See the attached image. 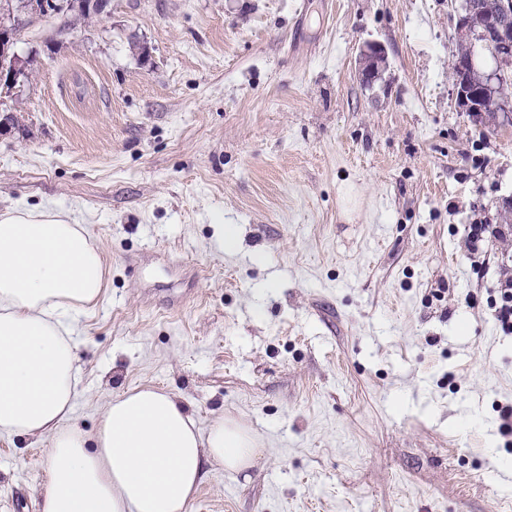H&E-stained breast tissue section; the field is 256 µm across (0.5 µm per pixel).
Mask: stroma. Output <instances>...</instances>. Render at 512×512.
<instances>
[{
	"instance_id": "stroma-1",
	"label": "stroma",
	"mask_w": 512,
	"mask_h": 512,
	"mask_svg": "<svg viewBox=\"0 0 512 512\" xmlns=\"http://www.w3.org/2000/svg\"><path fill=\"white\" fill-rule=\"evenodd\" d=\"M459 0H111L39 19L0 92V211L68 213L105 287L81 312L71 423L151 386L259 439L186 512H512V119L473 125L455 65L512 75ZM386 63L367 75L363 52ZM238 248L224 251L223 225ZM47 439L0 435V512H41ZM470 234L471 251L474 257L480 258L486 234L494 238H506L507 235L512 236V227L510 224H480L474 226ZM489 307L494 319L506 333L512 332V280L499 283L491 297Z\"/></svg>"
}]
</instances>
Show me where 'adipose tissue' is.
<instances>
[{
    "instance_id": "ef3b65f1",
    "label": "adipose tissue",
    "mask_w": 512,
    "mask_h": 512,
    "mask_svg": "<svg viewBox=\"0 0 512 512\" xmlns=\"http://www.w3.org/2000/svg\"><path fill=\"white\" fill-rule=\"evenodd\" d=\"M104 288L84 228L48 208L0 212V434L47 438L42 512H184L204 464L252 466L257 438L232 419L200 431L173 394L112 398L94 438L70 426L77 316Z\"/></svg>"
}]
</instances>
